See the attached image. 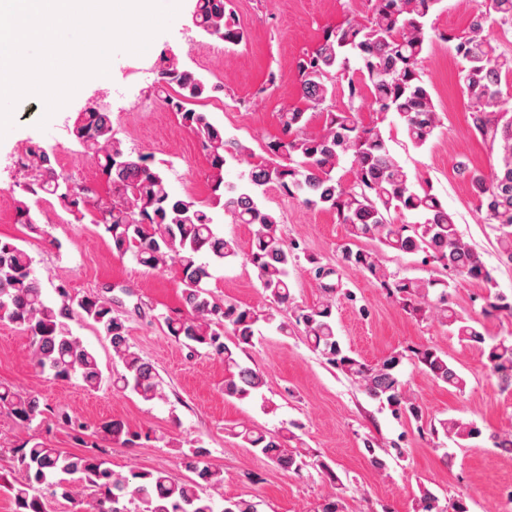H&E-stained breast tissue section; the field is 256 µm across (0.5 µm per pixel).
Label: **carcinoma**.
I'll return each instance as SVG.
<instances>
[{"instance_id": "obj_1", "label": "carcinoma", "mask_w": 512, "mask_h": 512, "mask_svg": "<svg viewBox=\"0 0 512 512\" xmlns=\"http://www.w3.org/2000/svg\"><path fill=\"white\" fill-rule=\"evenodd\" d=\"M442 0H369V14L325 32L296 65L298 92L307 108L291 107L280 113L282 137L268 142L264 156L251 160L246 148L227 138L209 113L198 109L219 86L163 57L153 92L161 105L175 112L181 124L200 143L214 179V190L224 189V215L233 224L254 227L247 252L216 228L215 218L189 195L173 192L153 156L127 150L116 138L111 113H83L77 141L98 163L111 197L101 200L92 189L57 172L51 155L31 145L21 166L33 172L31 182L16 200L17 223L40 234L37 213L27 196L40 192L57 197L74 214H90L92 223L104 228L112 251L120 258L157 270L169 265L180 274L184 311L162 313L168 334L193 352L224 363V396L245 399L267 385L263 372L243 364L240 354L254 345L261 327H273L286 335L293 328L323 362L354 379L373 400L387 404L397 416L420 422L423 411L400 378L406 354L393 352L368 365L344 346L336 330L334 309L338 289L321 285L324 299L312 306L294 304L291 271L299 260V246L285 240L282 217L266 208L262 199L274 186L310 208L336 214L348 228L349 240L340 247V263L362 272L394 297L413 317L437 316L461 341L478 348L485 365L504 386H512V341L484 334L480 323L460 316L448 303V280L439 277H398L386 271L378 251L361 248L362 239L406 254L423 253L457 278L487 288L484 313L512 314V295L497 290L496 281L482 255L465 243L455 215L432 188L410 177L392 154L380 124L395 116L406 136L418 149L425 147L440 125V115L422 79L425 52L436 40L454 44L464 65L459 73L468 99L470 128L499 163L490 174L469 161L456 169L469 184L483 223L495 236L503 262L512 264V53L502 49L512 36V0H481L463 31H438L431 22ZM192 25L227 45L244 40L230 0H194ZM357 67H350V60ZM346 82L347 101L334 104L335 83ZM319 111L321 131L309 130L306 109ZM369 113V119L363 113ZM246 161L242 183L224 181L231 161ZM349 162L351 179L336 171ZM404 217L395 224L391 213ZM243 258L256 274L266 305L256 308L232 301L220 302L205 287L211 268ZM26 249L0 239V321L24 331L33 347L36 368L53 381L79 380L91 390L104 377L98 358L74 333L72 324L91 320L109 340L113 356L123 370L112 386L129 391L144 402L163 397L154 365L132 350L126 319L114 310L120 298L104 295L74 297L65 284L46 295L34 274ZM412 358L434 380L461 388L464 378L433 347L413 348ZM40 396L0 384V412L15 424L29 426L45 417ZM303 424L292 422L277 433L247 425L229 433L246 448H255L276 466L301 473L312 467L335 488L319 512H345L339 478L325 463L307 459L288 443L299 439ZM457 442L482 437L473 421L455 418L429 425ZM124 447L141 438L123 419L114 418L95 427ZM374 466L386 468V458L402 457L405 449L393 443L380 450L368 443ZM16 477L8 484L15 512H46L45 495L79 503L78 489L95 495V512H259L251 499H224V474L209 462L210 452L201 446L181 452L186 477L166 470H131L117 473L108 466L103 448L82 453L55 448L34 436L11 450ZM416 512H470L463 497L446 506L425 489Z\"/></svg>"}]
</instances>
